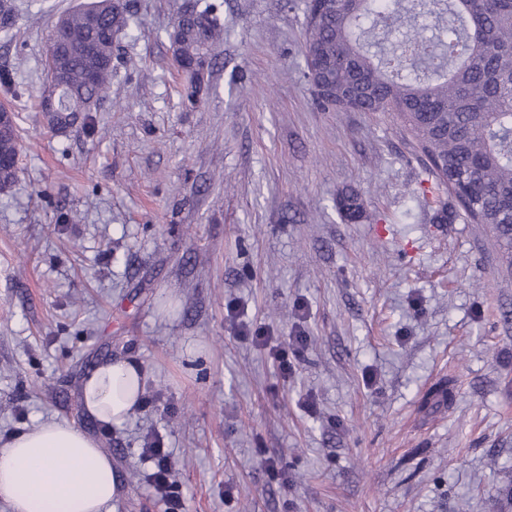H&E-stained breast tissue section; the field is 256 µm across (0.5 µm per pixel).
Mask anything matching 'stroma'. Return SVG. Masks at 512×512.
Segmentation results:
<instances>
[{"label": "stroma", "mask_w": 512, "mask_h": 512, "mask_svg": "<svg viewBox=\"0 0 512 512\" xmlns=\"http://www.w3.org/2000/svg\"><path fill=\"white\" fill-rule=\"evenodd\" d=\"M78 2L12 0L0 36L22 129L0 196V444L81 428L117 473L110 512H166L141 459L154 431L181 512H512V270L484 225L438 220L452 201L390 113L315 104L302 0H195L223 36L192 106L166 37L188 0H135L95 130H61L40 107L46 45ZM231 302L305 330L289 379L234 338ZM127 358L162 399L105 430L83 380Z\"/></svg>", "instance_id": "35a3bbf8"}]
</instances>
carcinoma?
Listing matches in <instances>:
<instances>
[{
    "instance_id": "cac0c4a2",
    "label": "carcinoma",
    "mask_w": 512,
    "mask_h": 512,
    "mask_svg": "<svg viewBox=\"0 0 512 512\" xmlns=\"http://www.w3.org/2000/svg\"><path fill=\"white\" fill-rule=\"evenodd\" d=\"M199 19L179 15L172 31L184 64H211L223 32L210 7ZM125 0H90L62 14L56 48L67 89L54 123L68 124L104 97L115 33L131 28ZM307 78L323 107L392 112L421 161L454 205L490 227L512 265V0H341L338 9L305 17ZM15 24L0 0V32ZM99 66L97 80L88 77ZM20 140L15 120L0 125V193L15 183ZM348 217L360 210L352 191L339 193Z\"/></svg>"
}]
</instances>
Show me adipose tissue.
<instances>
[{
	"label": "adipose tissue",
	"mask_w": 512,
	"mask_h": 512,
	"mask_svg": "<svg viewBox=\"0 0 512 512\" xmlns=\"http://www.w3.org/2000/svg\"><path fill=\"white\" fill-rule=\"evenodd\" d=\"M142 379L136 362L102 364L81 401L99 422L122 424L139 405ZM116 491L111 457L68 422L37 424L0 448V501L10 512H109Z\"/></svg>",
	"instance_id": "1"
}]
</instances>
